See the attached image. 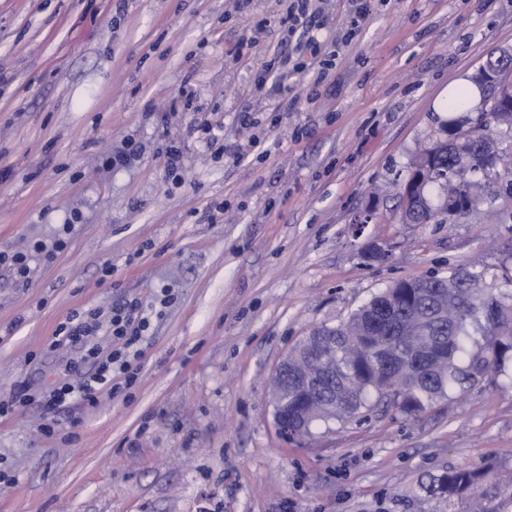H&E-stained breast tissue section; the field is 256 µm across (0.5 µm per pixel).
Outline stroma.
<instances>
[{
    "mask_svg": "<svg viewBox=\"0 0 512 512\" xmlns=\"http://www.w3.org/2000/svg\"><path fill=\"white\" fill-rule=\"evenodd\" d=\"M321 6L336 59L319 86L288 77L289 107L253 84L286 0H0V252L67 243L26 285L0 268V400L93 370L50 347L70 315L157 310L130 396L0 416V512H401L448 468L512 473V383L494 374L415 417L380 407L300 441L274 426L301 336L393 281L512 265L511 180L438 224L401 223L399 196L448 120L441 90L512 50V0ZM128 139L139 158L107 167Z\"/></svg>",
    "mask_w": 512,
    "mask_h": 512,
    "instance_id": "35a3bbf8",
    "label": "stroma"
}]
</instances>
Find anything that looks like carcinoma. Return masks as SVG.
Wrapping results in <instances>:
<instances>
[{
  "mask_svg": "<svg viewBox=\"0 0 512 512\" xmlns=\"http://www.w3.org/2000/svg\"><path fill=\"white\" fill-rule=\"evenodd\" d=\"M468 158L457 151L432 146L435 164L419 188L423 195L437 197L452 191L451 179L460 169L469 174L480 169L484 128H468ZM441 207L408 209L406 224H430L439 220ZM430 292L448 306V315L434 320L432 334L440 340V357L431 365L418 362L417 337L411 331L417 315L432 311L434 299L419 287L422 280L400 281L397 288H384L356 309L346 322L336 327H320L323 335L336 339V411H326L307 420V425L328 426L363 418L371 401L391 405L406 416H416L456 390L478 384L495 369L508 373L512 360V292L500 290L497 281L512 284V269L499 273L456 265L433 274ZM401 345L404 358L382 363L376 349L384 340ZM489 469L484 466L450 468L419 482L406 497L429 500L431 512H471L476 500L486 501L482 512H503L512 503V484L485 487Z\"/></svg>",
  "mask_w": 512,
  "mask_h": 512,
  "instance_id": "1",
  "label": "carcinoma"
}]
</instances>
